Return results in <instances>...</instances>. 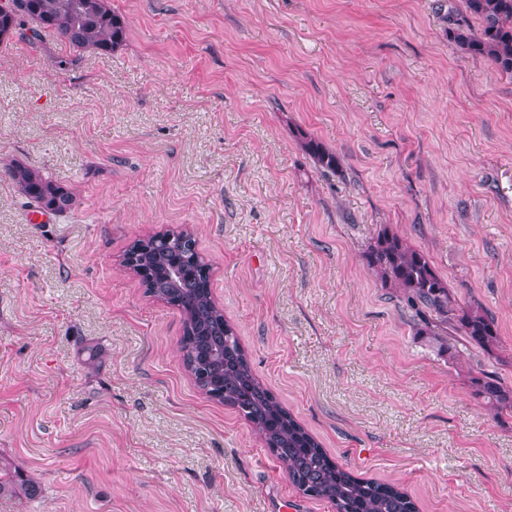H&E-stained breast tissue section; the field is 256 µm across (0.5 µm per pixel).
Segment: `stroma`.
<instances>
[{
    "mask_svg": "<svg viewBox=\"0 0 512 512\" xmlns=\"http://www.w3.org/2000/svg\"><path fill=\"white\" fill-rule=\"evenodd\" d=\"M127 40L0 46V512H336L183 366V318L122 261L190 230L261 384L417 512H512V79L448 39L463 0H111ZM343 160L322 175L296 139ZM71 188L29 223L7 169ZM388 227L495 318L439 354L362 252ZM475 398L497 412H512V386L493 375H481L470 379Z\"/></svg>",
    "mask_w": 512,
    "mask_h": 512,
    "instance_id": "obj_1",
    "label": "stroma"
}]
</instances>
